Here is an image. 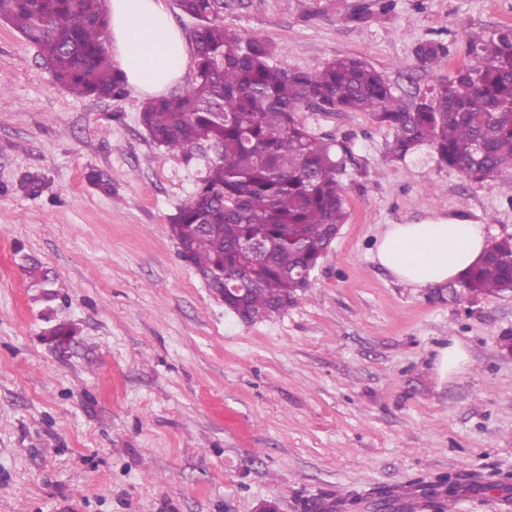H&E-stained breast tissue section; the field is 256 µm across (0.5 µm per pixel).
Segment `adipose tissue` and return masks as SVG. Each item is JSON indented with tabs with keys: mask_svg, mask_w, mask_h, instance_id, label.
<instances>
[{
	"mask_svg": "<svg viewBox=\"0 0 512 512\" xmlns=\"http://www.w3.org/2000/svg\"><path fill=\"white\" fill-rule=\"evenodd\" d=\"M107 8L113 59L135 92L158 95L183 76L189 47L166 0H107ZM485 246L482 225L437 217L388 225L375 256L399 281L422 288L460 277Z\"/></svg>",
	"mask_w": 512,
	"mask_h": 512,
	"instance_id": "1",
	"label": "adipose tissue"
}]
</instances>
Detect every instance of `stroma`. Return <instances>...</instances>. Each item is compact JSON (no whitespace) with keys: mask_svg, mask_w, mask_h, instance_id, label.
Instances as JSON below:
<instances>
[{"mask_svg":"<svg viewBox=\"0 0 512 512\" xmlns=\"http://www.w3.org/2000/svg\"><path fill=\"white\" fill-rule=\"evenodd\" d=\"M226 27L310 69L362 60L410 98L473 64L467 36L512 27V0H232ZM446 54L423 71L415 48ZM0 512H300L336 490L373 512L382 489L448 475L427 512H512V293L415 288L375 259L390 224L459 217L512 236V177L480 183L430 149L398 162L366 112L302 119L351 154L346 219L287 310L228 311L185 261L171 219L214 156L172 153L139 122L143 97H77L0 22ZM116 180L104 192L91 170ZM40 174V196L24 175ZM31 256L64 288L46 301ZM66 323L70 336H53ZM467 360L440 375L442 348Z\"/></svg>","mask_w":512,"mask_h":512,"instance_id":"stroma-1","label":"stroma"}]
</instances>
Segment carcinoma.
Returning a JSON list of instances; mask_svg holds the SVG:
<instances>
[{"label": "carcinoma", "mask_w": 512, "mask_h": 512, "mask_svg": "<svg viewBox=\"0 0 512 512\" xmlns=\"http://www.w3.org/2000/svg\"><path fill=\"white\" fill-rule=\"evenodd\" d=\"M195 46L194 81L147 102L140 123L171 152L202 143L215 153L170 229L197 273L248 289L250 322L280 313L308 287L311 268L345 220L341 181L347 147L311 132L300 112H369L392 133L389 156L405 162L424 147L439 163L472 181L512 175V27L471 38L478 65L458 69L412 99L394 93L386 75L353 57L308 70L274 62L266 40L224 27L227 0H178ZM0 20L34 44L53 79L77 96L119 95L125 78L106 41V0H0ZM445 55L434 42L415 57L432 71ZM45 181L27 174L32 197ZM265 241L255 256L246 243ZM494 260L480 259L460 278L462 294L512 292V238L494 241ZM42 296H58L57 279L40 262L23 267ZM456 489L450 476L422 486L427 498Z\"/></svg>", "instance_id": "cac0c4a2"}]
</instances>
